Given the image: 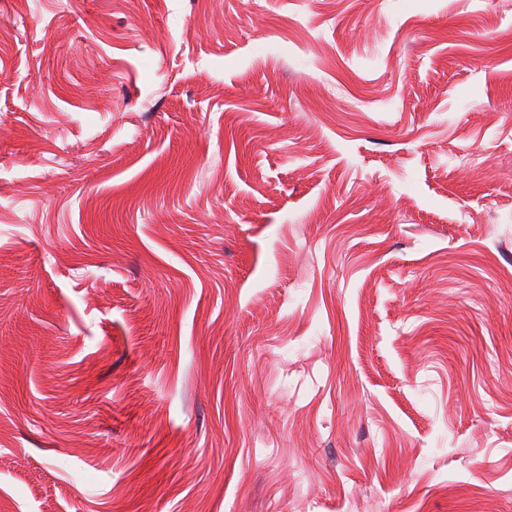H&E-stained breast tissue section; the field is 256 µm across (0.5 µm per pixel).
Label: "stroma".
Instances as JSON below:
<instances>
[{
    "instance_id": "35a3bbf8",
    "label": "stroma",
    "mask_w": 512,
    "mask_h": 512,
    "mask_svg": "<svg viewBox=\"0 0 512 512\" xmlns=\"http://www.w3.org/2000/svg\"><path fill=\"white\" fill-rule=\"evenodd\" d=\"M0 512H512V0H0Z\"/></svg>"
}]
</instances>
